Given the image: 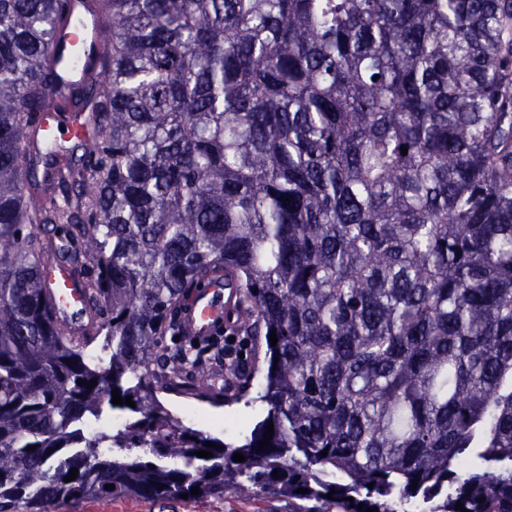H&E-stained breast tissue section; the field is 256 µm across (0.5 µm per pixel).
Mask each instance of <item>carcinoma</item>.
Listing matches in <instances>:
<instances>
[{"label": "carcinoma", "instance_id": "carcinoma-1", "mask_svg": "<svg viewBox=\"0 0 512 512\" xmlns=\"http://www.w3.org/2000/svg\"><path fill=\"white\" fill-rule=\"evenodd\" d=\"M81 2L89 52L58 39L67 0H0V512L230 483L512 512V0ZM218 274L265 345L234 448L158 400L252 388L239 350L181 335ZM48 284L58 298L60 308L58 316L64 321H71V314L80 313L84 309V299L74 288V283L67 269L62 266L55 268L48 273Z\"/></svg>", "mask_w": 512, "mask_h": 512}]
</instances>
